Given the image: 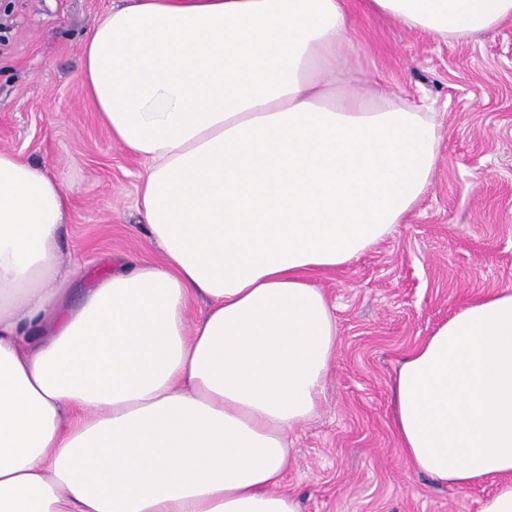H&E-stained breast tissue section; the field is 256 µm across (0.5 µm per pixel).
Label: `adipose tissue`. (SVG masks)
<instances>
[{
	"instance_id": "ef3b65f1",
	"label": "adipose tissue",
	"mask_w": 512,
	"mask_h": 512,
	"mask_svg": "<svg viewBox=\"0 0 512 512\" xmlns=\"http://www.w3.org/2000/svg\"><path fill=\"white\" fill-rule=\"evenodd\" d=\"M366 7L444 41L512 19V0ZM355 50L348 0H126L95 25L82 84L145 164L164 261L73 296L67 188L0 151V512H300L288 436L337 345L310 277L404 223L438 162L429 113L347 93ZM391 411L412 469L498 478L481 512H512V291L420 341Z\"/></svg>"
}]
</instances>
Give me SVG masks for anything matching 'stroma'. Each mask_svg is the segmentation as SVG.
<instances>
[{"label": "stroma", "mask_w": 512, "mask_h": 512, "mask_svg": "<svg viewBox=\"0 0 512 512\" xmlns=\"http://www.w3.org/2000/svg\"><path fill=\"white\" fill-rule=\"evenodd\" d=\"M119 0H10L0 16V150L69 192L60 239L80 287L155 263L140 208L144 164L100 120L81 80L83 44ZM361 50L345 62L363 97L428 106L441 134L431 186L404 224L344 268L315 275L336 317L317 414L289 436L282 488L302 512H480L496 482L440 487L404 463L391 385L411 350L464 303L512 290V20L441 41L350 0Z\"/></svg>", "instance_id": "stroma-1"}]
</instances>
